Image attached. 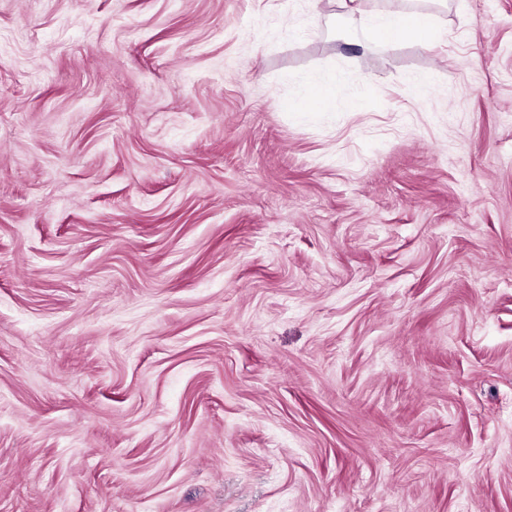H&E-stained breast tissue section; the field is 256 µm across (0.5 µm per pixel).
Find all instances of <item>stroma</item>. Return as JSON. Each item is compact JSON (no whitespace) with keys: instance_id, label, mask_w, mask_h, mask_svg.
Wrapping results in <instances>:
<instances>
[{"instance_id":"stroma-1","label":"stroma","mask_w":512,"mask_h":512,"mask_svg":"<svg viewBox=\"0 0 512 512\" xmlns=\"http://www.w3.org/2000/svg\"><path fill=\"white\" fill-rule=\"evenodd\" d=\"M467 503L512 512V0H0V512ZM419 20L421 25L414 23ZM431 27L427 15L404 12L393 15L383 27L386 37L383 45L392 47L405 39L423 40L429 33Z\"/></svg>"}]
</instances>
